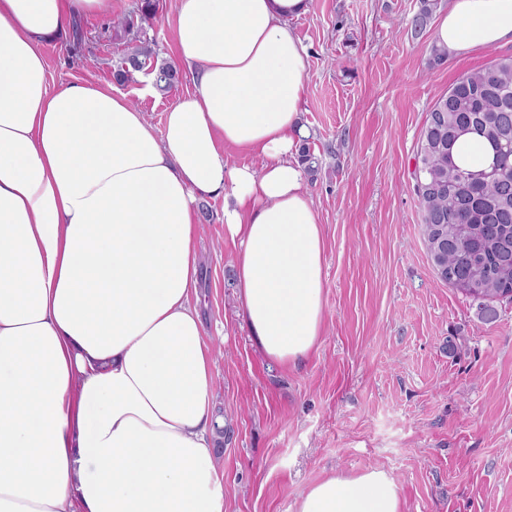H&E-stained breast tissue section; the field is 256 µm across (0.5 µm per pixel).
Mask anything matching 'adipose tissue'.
Returning <instances> with one entry per match:
<instances>
[{
    "label": "adipose tissue",
    "instance_id": "obj_1",
    "mask_svg": "<svg viewBox=\"0 0 512 512\" xmlns=\"http://www.w3.org/2000/svg\"><path fill=\"white\" fill-rule=\"evenodd\" d=\"M106 4L0 0V512H224L197 204L224 198L256 346L305 360L326 285L296 159L306 62L288 22L307 0H177L194 89L160 133L111 88L47 84L41 42ZM434 39L512 44V0H451ZM294 512H401L400 491L381 468L334 473Z\"/></svg>",
    "mask_w": 512,
    "mask_h": 512
}]
</instances>
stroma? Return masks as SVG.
Returning a JSON list of instances; mask_svg holds the SVG:
<instances>
[{
    "label": "stroma",
    "mask_w": 512,
    "mask_h": 512,
    "mask_svg": "<svg viewBox=\"0 0 512 512\" xmlns=\"http://www.w3.org/2000/svg\"><path fill=\"white\" fill-rule=\"evenodd\" d=\"M112 0L81 16L85 42L45 41L48 84L94 83L144 112L155 130L190 77L150 94L155 64L177 60L167 23L176 0ZM421 0H308L289 28L305 48L303 121L316 158L305 185L324 226L325 334L311 355L268 361L238 317L224 199L200 206L199 310L224 425L218 472L225 512H292L332 472L370 467L400 487L403 512H512V301L488 322L434 274L413 191L430 106L463 73L512 55V44L433 61L435 27L412 35ZM137 22L153 50L125 81L131 45L115 17Z\"/></svg>",
    "instance_id": "obj_1"
}]
</instances>
